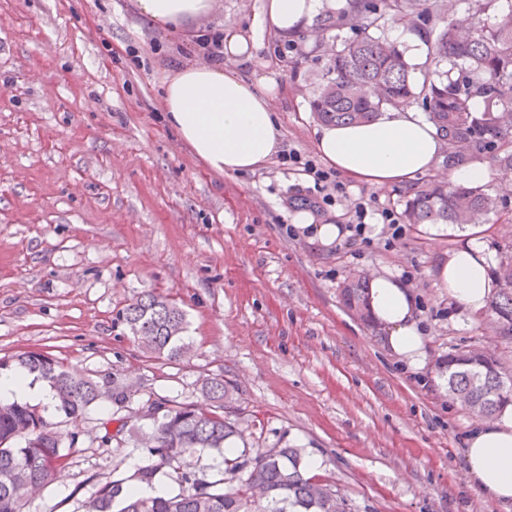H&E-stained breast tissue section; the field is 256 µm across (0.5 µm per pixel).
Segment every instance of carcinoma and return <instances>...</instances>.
Listing matches in <instances>:
<instances>
[{
    "instance_id": "carcinoma-1",
    "label": "carcinoma",
    "mask_w": 512,
    "mask_h": 512,
    "mask_svg": "<svg viewBox=\"0 0 512 512\" xmlns=\"http://www.w3.org/2000/svg\"><path fill=\"white\" fill-rule=\"evenodd\" d=\"M417 9V0H383V10H372L362 36L342 46L330 60L324 83L313 101L324 123L366 122L381 112L398 108L414 96L425 100L428 121L446 140V163L460 165L474 152L496 148L498 162L512 167V147L506 142L512 124V9L492 24H478L465 35L449 25L434 35L432 55L449 69L416 86L412 67L402 52L368 33L391 17H405ZM363 87L375 96L360 94ZM476 97L484 107H470ZM494 206L479 187L435 183L417 191L405 204L409 224H477ZM366 281L350 280L343 288L345 305L364 310ZM485 322L501 338L512 341V288H502L489 302ZM118 321L150 358L180 360L191 355L185 336L184 311L176 303L144 292L119 313ZM0 371L29 375L49 384L58 404L54 408L77 419L94 404L108 400L122 409L129 403L128 385L111 373L83 377L53 358L23 352L0 358ZM448 396L470 409L492 415L512 404V367L492 354L470 349L448 353L444 362ZM234 389L232 382L209 378L202 391L212 402L204 411L174 400L152 401V445L146 464L133 474L93 484L82 502V512H351L348 501L329 497L336 485L306 473L302 449L289 446L254 451L244 443L238 421L222 412ZM64 437L27 403H0V512H19L21 503L45 489L67 453ZM223 456V478L209 481L187 459L201 451ZM171 468L179 474V491L142 496L137 484L151 485L157 473Z\"/></svg>"
}]
</instances>
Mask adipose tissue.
Segmentation results:
<instances>
[{
	"mask_svg": "<svg viewBox=\"0 0 512 512\" xmlns=\"http://www.w3.org/2000/svg\"><path fill=\"white\" fill-rule=\"evenodd\" d=\"M216 0H137L140 14L166 28H188L211 14ZM327 7L348 12L357 0H264L263 20L281 34L296 33ZM271 87H259L225 71L223 64L186 66L168 80L163 93L166 118L178 138L212 171L243 174L277 154L282 145ZM315 148L323 161L361 185L404 184L432 173L443 138L430 122L408 107L354 124H324L315 131ZM436 284L446 288L459 314L481 315L500 283L480 243L467 241L438 258ZM366 308L382 340L411 372L423 371L428 352L415 301L394 275L369 277ZM35 402L53 407L49 386L29 376L0 373V402ZM464 468L485 498L512 505V407L478 424L464 439Z\"/></svg>",
	"mask_w": 512,
	"mask_h": 512,
	"instance_id": "1",
	"label": "adipose tissue"
}]
</instances>
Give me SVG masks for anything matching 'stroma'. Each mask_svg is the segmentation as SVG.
<instances>
[{
    "mask_svg": "<svg viewBox=\"0 0 512 512\" xmlns=\"http://www.w3.org/2000/svg\"><path fill=\"white\" fill-rule=\"evenodd\" d=\"M195 33L145 19L136 0H0V357L44 353L81 373L117 374L149 400L208 407L201 385L235 383V408L253 448L296 444L320 458L318 478L336 483L352 512H505L469 486L462 437L478 422L433 382L453 348L512 361V343L482 319L460 324L431 277L439 252L469 238L492 263L512 255L511 171L488 162L483 184L495 208L476 225L406 224L400 234L369 218L352 249L307 243L289 217L296 197L320 201L289 152L317 159L311 103L329 59L361 26L320 14L283 37L262 19L263 0H217ZM512 0L477 13L420 10L437 30L465 19L493 22ZM234 26L255 39L247 61L225 71L273 85L283 151L256 171L210 172L168 125L162 91L180 66L208 63L200 35ZM371 188L346 181L324 215L347 224L359 199L402 214L428 183ZM386 270L416 295L433 363L403 372L341 290L352 274ZM143 292L185 310L190 357H145L118 323ZM112 403L79 419L48 413L77 435L66 465L22 512H80L76 488L129 475L144 448L102 444Z\"/></svg>",
    "mask_w": 512,
    "mask_h": 512,
    "instance_id": "stroma-1",
    "label": "stroma"
}]
</instances>
